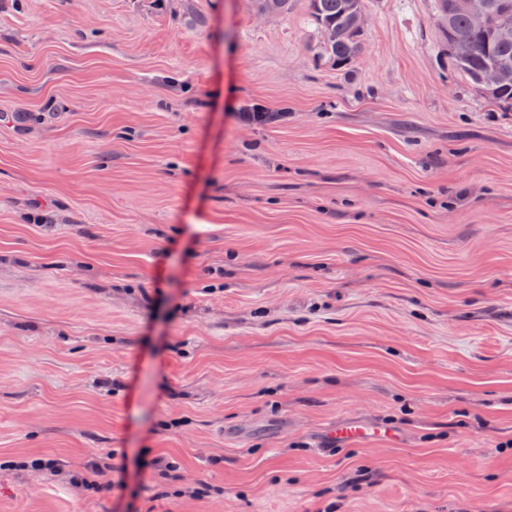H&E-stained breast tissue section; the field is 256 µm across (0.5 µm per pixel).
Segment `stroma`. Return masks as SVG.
Segmentation results:
<instances>
[{
  "instance_id": "stroma-1",
  "label": "stroma",
  "mask_w": 512,
  "mask_h": 512,
  "mask_svg": "<svg viewBox=\"0 0 512 512\" xmlns=\"http://www.w3.org/2000/svg\"><path fill=\"white\" fill-rule=\"evenodd\" d=\"M365 13L0 0V512H512V104ZM308 20L320 34L317 55L334 66L353 60L361 50L364 0H309ZM358 30L356 31L351 25ZM386 433L385 429H368L355 424H344L336 427V437L338 439L350 441H365L375 436ZM112 460V455L107 454L105 457L92 459L84 464L80 469L74 470L69 475L68 483L77 490L100 492L108 490L109 484H103L101 477L105 471L110 470L113 466L108 461ZM5 464H7L5 466L9 467L33 469L37 471H44L49 474H55L60 470L55 459L42 456L23 457L18 460L7 461Z\"/></svg>"
}]
</instances>
